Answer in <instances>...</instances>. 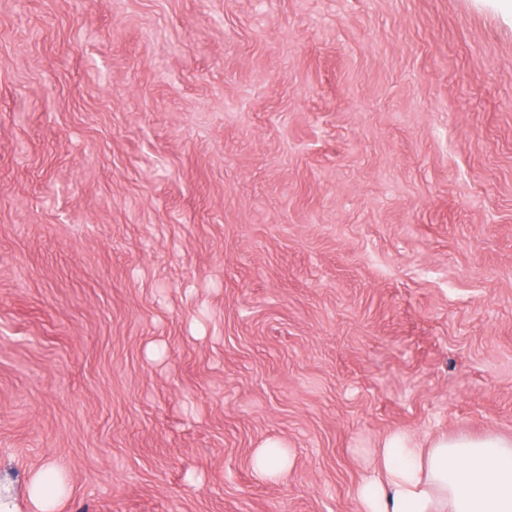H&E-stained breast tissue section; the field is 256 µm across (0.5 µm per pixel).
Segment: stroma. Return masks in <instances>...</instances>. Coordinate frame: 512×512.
I'll return each mask as SVG.
<instances>
[{"instance_id":"35a3bbf8","label":"stroma","mask_w":512,"mask_h":512,"mask_svg":"<svg viewBox=\"0 0 512 512\" xmlns=\"http://www.w3.org/2000/svg\"><path fill=\"white\" fill-rule=\"evenodd\" d=\"M396 431L512 434V0H0V501L354 512ZM291 456L288 447L278 440L268 441L253 458V469L258 478L275 481L288 470ZM54 474L52 472H43L38 474L32 485L31 500L40 509V512L53 511L57 504L60 484L57 479L50 480Z\"/></svg>"}]
</instances>
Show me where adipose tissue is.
<instances>
[{
	"mask_svg": "<svg viewBox=\"0 0 512 512\" xmlns=\"http://www.w3.org/2000/svg\"><path fill=\"white\" fill-rule=\"evenodd\" d=\"M356 512H512V435L387 437L353 495Z\"/></svg>",
	"mask_w": 512,
	"mask_h": 512,
	"instance_id": "obj_1",
	"label": "adipose tissue"
}]
</instances>
